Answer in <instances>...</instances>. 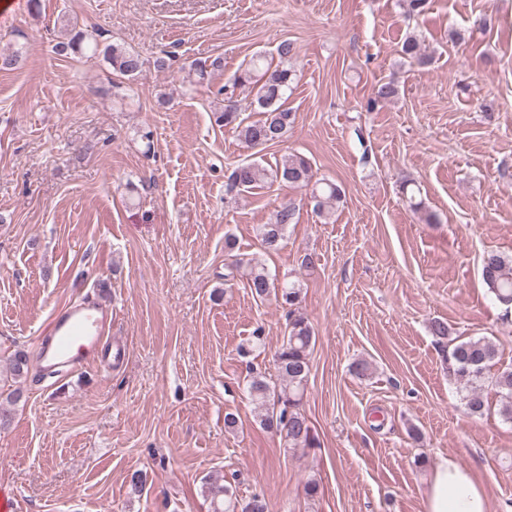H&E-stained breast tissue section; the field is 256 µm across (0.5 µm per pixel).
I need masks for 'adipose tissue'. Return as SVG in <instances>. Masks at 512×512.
<instances>
[{"instance_id": "adipose-tissue-1", "label": "adipose tissue", "mask_w": 512, "mask_h": 512, "mask_svg": "<svg viewBox=\"0 0 512 512\" xmlns=\"http://www.w3.org/2000/svg\"><path fill=\"white\" fill-rule=\"evenodd\" d=\"M424 512H488V507L470 471L444 456L437 460L425 489Z\"/></svg>"}]
</instances>
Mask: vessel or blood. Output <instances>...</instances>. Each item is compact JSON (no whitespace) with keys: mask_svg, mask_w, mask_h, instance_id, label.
<instances>
[{"mask_svg":"<svg viewBox=\"0 0 512 512\" xmlns=\"http://www.w3.org/2000/svg\"><path fill=\"white\" fill-rule=\"evenodd\" d=\"M111 326V301L94 295H85L55 311L34 347L43 371L59 374L80 369L97 353L123 360L125 347L104 341Z\"/></svg>","mask_w":512,"mask_h":512,"instance_id":"obj_1","label":"vessel or blood"}]
</instances>
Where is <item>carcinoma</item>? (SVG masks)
<instances>
[{"instance_id":"carcinoma-1","label":"carcinoma","mask_w":512,"mask_h":512,"mask_svg":"<svg viewBox=\"0 0 512 512\" xmlns=\"http://www.w3.org/2000/svg\"><path fill=\"white\" fill-rule=\"evenodd\" d=\"M97 31L76 32L69 41L56 45L59 55L70 53L101 56L112 72L127 78H135L142 71L143 62L134 52L119 44H102ZM295 54V46L285 40L277 47L279 63L274 65L265 57L256 55L233 76V85L247 87L253 93L249 107L260 114L251 121L244 116V108L234 94L224 95V106L213 113L214 123L234 130L238 139L250 149L263 150L285 141L294 124L295 115L285 107L288 90L296 80L295 70L288 61ZM402 54L409 62H423L421 44L413 36L405 39ZM224 68L223 58H197L189 64V73L196 82L209 80L211 75ZM270 181H279L289 187L311 188L314 213L324 219L331 218L335 207L343 200L344 192L336 183L326 179L316 180L311 164L305 158L288 153L271 167L258 161L238 163L227 176V192L250 191ZM296 208L292 202H283L275 210L271 222L258 228L261 245L269 252L280 248L288 225L294 222ZM247 269V281L254 298L264 301L274 297L288 306L287 336L274 354L277 380L270 381L256 373L247 381L246 390L251 401L260 410V425L278 435L285 447L314 448L316 438L310 421L301 409V401L310 374V350L315 336L307 318L299 312L300 288L285 284L278 288L275 279L263 266L253 265L241 259L227 266L224 278L233 276L240 268ZM482 279L488 292L504 309L512 313V257L490 251L481 261ZM430 332L436 344L442 348L448 376L463 384L462 400L471 416H482L487 408L486 386H491L504 401L501 415L512 422V368L491 372L498 357L496 345L486 339L462 340L453 335L448 323L431 322ZM10 372L16 379L28 374L29 361L25 353L18 351L10 359ZM147 474L136 471L128 481V494L140 497L146 490ZM203 492L210 498L211 512H268L266 500L253 495L240 501L230 488L217 481L207 480Z\"/></svg>"}]
</instances>
